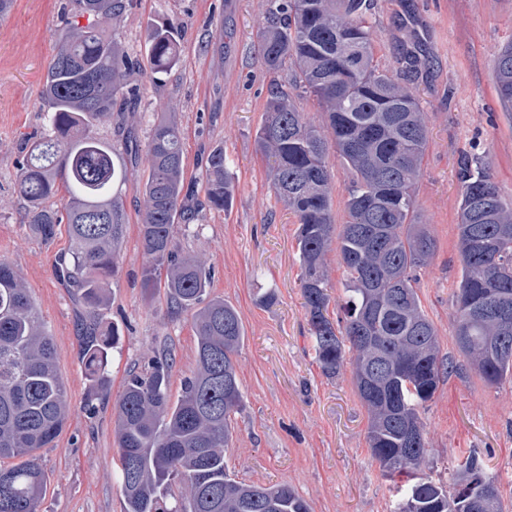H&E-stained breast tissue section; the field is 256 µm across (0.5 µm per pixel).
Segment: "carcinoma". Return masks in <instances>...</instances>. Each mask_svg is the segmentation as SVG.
Wrapping results in <instances>:
<instances>
[{
	"label": "carcinoma",
	"mask_w": 512,
	"mask_h": 512,
	"mask_svg": "<svg viewBox=\"0 0 512 512\" xmlns=\"http://www.w3.org/2000/svg\"><path fill=\"white\" fill-rule=\"evenodd\" d=\"M259 55L277 75L255 142L269 162L276 198L297 218L300 288L316 361L328 376L345 364L369 416L367 444L381 475L394 482L391 512H503L500 495L489 510L476 507L485 483L497 485L483 458L457 464L453 490L423 473L430 449L422 413L443 377L456 367L441 354L437 329L422 307L417 270L433 258L436 241L420 220L416 200L428 144L425 112L398 74L375 58V0H262ZM124 0H65V24L42 84L41 109L49 126L26 144L17 190L28 205L27 223L46 240L68 225L69 259L58 268L72 280L85 310L80 352L90 391L105 388L118 327L101 318L119 265L127 217L114 186L134 170L99 131L114 114L136 111L141 67L112 24ZM179 60L177 29L154 26L145 61L153 75ZM496 90L512 110V40L495 60ZM319 102L325 123L301 112L293 91ZM350 174L343 223L332 212L335 184L329 150ZM148 174L139 204V236L146 264L141 283L160 287L170 308L192 313L196 367L169 393L171 352L129 374L116 404L115 437L124 512H309L286 485L237 482L224 459L233 437L231 416L243 407L234 355L244 329L234 306L208 291L210 271L197 256L179 254L176 226L196 220L200 203L186 186L182 133L175 113L150 129ZM458 179L462 199L457 237L460 275L453 295L459 353L488 386L512 380V358L491 355L494 343L512 347L506 330L472 301L508 297L512 308V200H505L480 158L465 157ZM209 208L228 211L234 183L215 147L197 177ZM63 210L46 205L60 189ZM492 200L489 220L477 222L471 196ZM336 247L344 268V319L328 316L331 300L325 257ZM70 417L55 348L26 281L0 260V512H39L46 477L37 451L49 448Z\"/></svg>",
	"instance_id": "obj_1"
}]
</instances>
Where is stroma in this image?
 I'll return each instance as SVG.
<instances>
[{
  "label": "stroma",
  "mask_w": 512,
  "mask_h": 512,
  "mask_svg": "<svg viewBox=\"0 0 512 512\" xmlns=\"http://www.w3.org/2000/svg\"><path fill=\"white\" fill-rule=\"evenodd\" d=\"M61 0H14L0 19V259L28 283L53 339L71 407L67 425L41 449L47 491L41 512H123L114 434L115 402L132 367L164 348L175 363L171 395L196 363V338L187 313L168 312L163 291L141 286L145 258L139 239L134 175L120 192L127 213L119 273L103 310L121 331L108 366L105 397L89 400L80 357L77 311L56 273L70 241L59 226L44 241L24 222L17 193L21 144L41 133L46 114L40 88L62 27ZM376 58L397 69L403 46L424 65L409 87L426 114L428 146L416 187L418 210L429 224L436 253L420 272L418 294L439 332L441 351L457 358L422 417L432 450L428 472L452 486L457 457L479 452L498 477L502 503L512 512V382L484 384L455 344L453 291L460 271L457 213L460 161L481 157L501 194L512 199V117L496 90L494 60L512 40V0H376ZM173 24L181 56L161 84L140 75L145 92L134 120L146 141L161 113H175L183 132L187 179H194L215 146H223L234 177L228 211L177 229L180 253L202 257L211 271L209 293L237 310L245 339L236 354L244 407L233 419L224 452L237 481L288 484L311 512H391L389 483L366 444L367 412L349 371L320 369L300 290L297 219L277 202L255 134L270 76L257 52L264 22L261 0H127L115 28L130 55L141 56L154 24ZM275 291L273 303L261 295Z\"/></svg>",
  "instance_id": "35a3bbf8"
}]
</instances>
